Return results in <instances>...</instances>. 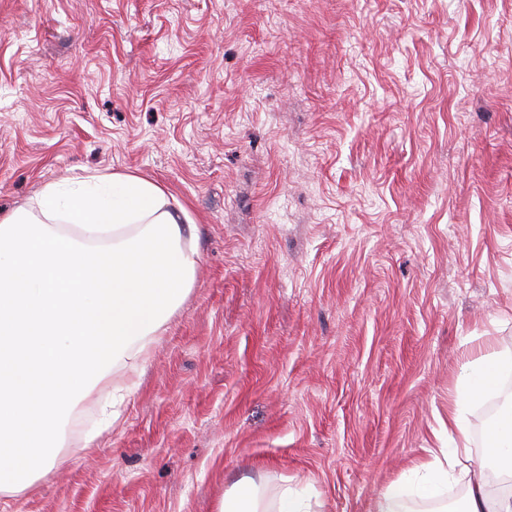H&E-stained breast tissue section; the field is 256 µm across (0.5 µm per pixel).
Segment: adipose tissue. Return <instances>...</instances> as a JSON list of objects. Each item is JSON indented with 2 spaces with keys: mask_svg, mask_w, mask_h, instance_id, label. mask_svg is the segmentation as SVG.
Returning a JSON list of instances; mask_svg holds the SVG:
<instances>
[{
  "mask_svg": "<svg viewBox=\"0 0 512 512\" xmlns=\"http://www.w3.org/2000/svg\"><path fill=\"white\" fill-rule=\"evenodd\" d=\"M200 259V228L186 207L154 181L133 173L94 174L46 185L28 206L0 218V440L56 461L55 431L78 397L79 383L103 380L101 363L136 368L147 337L161 333L189 294ZM512 357L468 363L448 406V425L493 392ZM488 454L478 470L512 476V412L487 428ZM455 448L430 453L411 485L394 484L370 512H400V497L439 503ZM220 512H308L296 488L284 487L269 510L251 479L237 481Z\"/></svg>",
  "mask_w": 512,
  "mask_h": 512,
  "instance_id": "adipose-tissue-1",
  "label": "adipose tissue"
}]
</instances>
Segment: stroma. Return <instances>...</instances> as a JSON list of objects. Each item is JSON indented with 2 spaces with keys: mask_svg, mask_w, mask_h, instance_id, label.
<instances>
[{
  "mask_svg": "<svg viewBox=\"0 0 512 512\" xmlns=\"http://www.w3.org/2000/svg\"><path fill=\"white\" fill-rule=\"evenodd\" d=\"M112 172L187 207L194 286L0 512H370L512 355V0H0V214ZM511 371V355L491 354L469 362L458 379L454 401L448 405V431L456 428L465 437V413L468 407L492 393L499 376ZM268 507L254 481L243 478L234 484L232 493L224 497L220 512H309L302 492L290 486L280 491L277 510Z\"/></svg>",
  "mask_w": 512,
  "mask_h": 512,
  "instance_id": "obj_1",
  "label": "stroma"
}]
</instances>
